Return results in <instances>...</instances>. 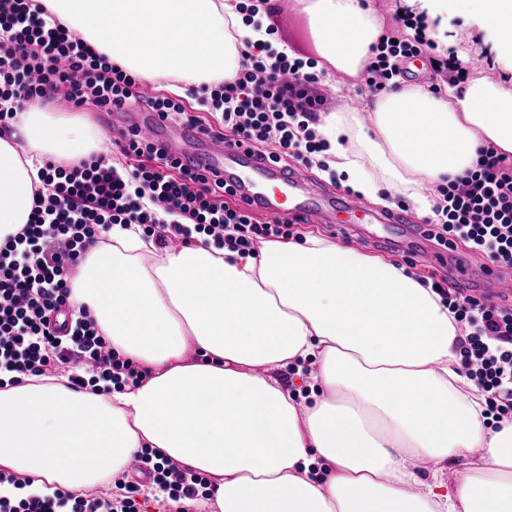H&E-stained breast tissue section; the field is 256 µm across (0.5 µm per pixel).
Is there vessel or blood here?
Masks as SVG:
<instances>
[{
    "label": "vessel or blood",
    "mask_w": 512,
    "mask_h": 512,
    "mask_svg": "<svg viewBox=\"0 0 512 512\" xmlns=\"http://www.w3.org/2000/svg\"><path fill=\"white\" fill-rule=\"evenodd\" d=\"M124 120L129 132L158 142L168 152L190 158L205 172L223 175L237 194L257 201L270 215L296 221L323 219L336 208L304 174H286L272 164L257 162L249 147L218 141L200 133L187 136L173 131L159 113L146 109L127 111ZM420 258L430 266L450 260L454 271L462 278L473 273L472 261L464 254L447 258L436 250L424 249Z\"/></svg>",
    "instance_id": "1"
}]
</instances>
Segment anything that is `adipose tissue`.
Wrapping results in <instances>:
<instances>
[{
	"instance_id": "1",
	"label": "adipose tissue",
	"mask_w": 512,
	"mask_h": 512,
	"mask_svg": "<svg viewBox=\"0 0 512 512\" xmlns=\"http://www.w3.org/2000/svg\"><path fill=\"white\" fill-rule=\"evenodd\" d=\"M39 2L179 94L238 68L236 0ZM477 2L512 59V0ZM298 3L325 61L361 71L382 33L373 0ZM319 128L331 168L356 190L406 194L429 217L436 185L474 168L480 149L512 156V89L475 77L437 95L402 81L371 102L368 124L341 111ZM16 129L31 156L0 138L1 238L28 219L33 156L99 149L90 126L37 105ZM113 239L87 255L71 302L150 375L108 395L72 391L62 376L1 389L0 468L40 492H81L157 448L212 479V512H512V423L486 426L457 371L447 304L405 268L315 236L266 242L256 258L192 244L147 267L138 233L117 229ZM291 363L308 366L322 400L296 401L281 377ZM475 448L465 481L416 470Z\"/></svg>"
}]
</instances>
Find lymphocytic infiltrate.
<instances>
[{
	"instance_id": "f902f5d3",
	"label": "lymphocytic infiltrate",
	"mask_w": 512,
	"mask_h": 512,
	"mask_svg": "<svg viewBox=\"0 0 512 512\" xmlns=\"http://www.w3.org/2000/svg\"><path fill=\"white\" fill-rule=\"evenodd\" d=\"M400 29L383 32L372 47L364 82L372 94L391 90L405 59L430 48L421 19L400 16ZM233 78L202 84L200 103L221 112L234 143L258 148L260 159L284 165L309 163L329 143L318 131L329 99L322 73L310 57L272 52L269 43H237ZM144 83L60 22L37 0H0V135L9 133L28 105L67 98L73 109L100 110L140 104L171 122L204 124L182 101L144 95ZM28 220L0 241V371L10 384L23 377L62 372L70 389L97 390L99 382L121 389L147 376L139 364L116 356L87 309L70 313L57 333L52 315L70 304V281L90 249L109 243L113 227L134 230L162 251L193 241L253 255L259 244L284 239L282 218L256 224L230 207L233 189L223 177L198 173L159 144L119 133L108 152L63 163L42 158ZM443 202L423 224L426 237L444 248L467 243L473 257L512 269V163L487 150L474 170L440 187ZM459 331L458 372L483 400L493 426L512 422V305L454 291L448 302ZM150 483L180 503L212 499L203 476L165 460L156 449L136 451ZM115 489L84 497L23 493L0 497V512H142L137 483L116 479Z\"/></svg>"
}]
</instances>
